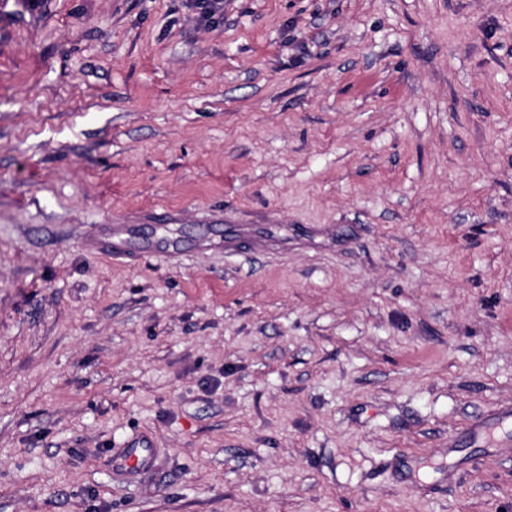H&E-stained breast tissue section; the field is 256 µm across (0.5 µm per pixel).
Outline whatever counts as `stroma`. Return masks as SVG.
Listing matches in <instances>:
<instances>
[{"label": "stroma", "instance_id": "obj_1", "mask_svg": "<svg viewBox=\"0 0 512 512\" xmlns=\"http://www.w3.org/2000/svg\"><path fill=\"white\" fill-rule=\"evenodd\" d=\"M506 407L512 0H0V512H512ZM186 6L194 10L198 20L205 25L214 24L224 16L223 0H187ZM112 455L113 471L117 474H132L150 471L155 464L156 448L145 432L129 436Z\"/></svg>", "mask_w": 512, "mask_h": 512}]
</instances>
